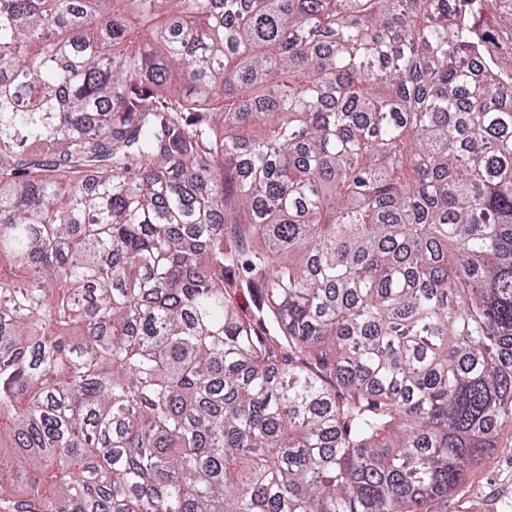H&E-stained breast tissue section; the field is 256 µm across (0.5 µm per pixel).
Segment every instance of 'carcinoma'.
Instances as JSON below:
<instances>
[{"label":"carcinoma","instance_id":"carcinoma-1","mask_svg":"<svg viewBox=\"0 0 512 512\" xmlns=\"http://www.w3.org/2000/svg\"><path fill=\"white\" fill-rule=\"evenodd\" d=\"M475 4L0 0V512H415L495 447Z\"/></svg>","mask_w":512,"mask_h":512}]
</instances>
